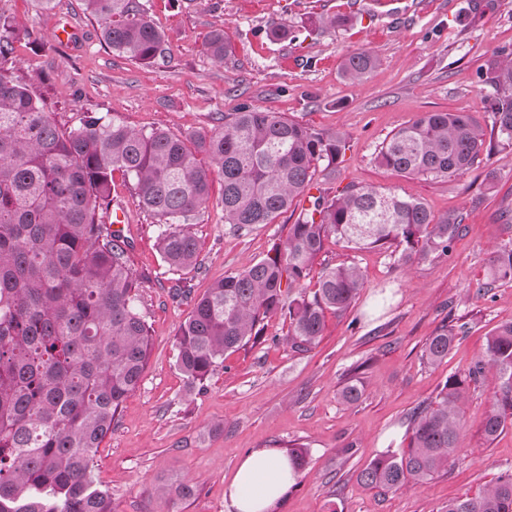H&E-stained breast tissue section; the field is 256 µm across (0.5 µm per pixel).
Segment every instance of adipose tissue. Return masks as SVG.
I'll list each match as a JSON object with an SVG mask.
<instances>
[{
  "mask_svg": "<svg viewBox=\"0 0 512 512\" xmlns=\"http://www.w3.org/2000/svg\"><path fill=\"white\" fill-rule=\"evenodd\" d=\"M295 479L288 457L274 448H259L241 460L225 487L224 498L231 512H273Z\"/></svg>",
  "mask_w": 512,
  "mask_h": 512,
  "instance_id": "obj_1",
  "label": "adipose tissue"
}]
</instances>
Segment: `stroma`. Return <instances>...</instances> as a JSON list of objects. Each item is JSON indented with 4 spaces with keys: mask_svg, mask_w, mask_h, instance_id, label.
<instances>
[{
    "mask_svg": "<svg viewBox=\"0 0 512 512\" xmlns=\"http://www.w3.org/2000/svg\"><path fill=\"white\" fill-rule=\"evenodd\" d=\"M167 41V51L142 65L110 50L82 0H0V10L33 36L18 43L12 77L29 86L58 123L83 112L117 119L136 130L161 128L181 138L209 132L224 115L249 107L279 112L314 129L343 132L344 155L324 187L392 189L423 201L435 215L458 213L464 230L450 256L399 267L388 250L351 251L328 239L322 265L353 261L365 285L342 316L327 314L319 341L304 351L286 340L288 320L267 319L262 340L227 354L204 389H188L175 365L173 341L195 297L224 276L263 258L285 240L296 219L237 232L224 222V184L213 177L210 198L190 229L200 268L169 271L158 249L155 218L140 206L121 172L112 183L128 219L130 265L140 283L137 306L151 327V351L137 389L103 440L94 477L109 491L114 512H228L224 488L242 458L257 448L290 453L304 447L307 463L275 512H446L449 501L478 495L512 474V427L493 442L482 436L498 383L472 388L460 447L425 485L383 491L359 475L377 454L401 453L408 416L433 401L449 375L483 356L486 338L512 321V281H486L493 247L503 238L502 213L512 206V150L482 157L448 178L403 176L379 167L382 141L424 112H470L487 120L489 89L481 79L495 50H512V0H497L482 23L464 20L468 0H141ZM350 16L324 28L322 15ZM70 25V40L58 38ZM224 26L231 50L215 64L207 34ZM290 27L293 39L268 32ZM374 50L380 66L358 86L341 74L343 57ZM188 285L191 299H173ZM462 334L436 365L422 358L428 336L443 325ZM350 383L363 390L341 400ZM223 429H215V422ZM186 482L195 497L175 504L156 496L158 484Z\"/></svg>",
    "mask_w": 512,
    "mask_h": 512,
    "instance_id": "stroma-1",
    "label": "stroma"
}]
</instances>
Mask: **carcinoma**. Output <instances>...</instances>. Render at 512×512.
<instances>
[{
  "label": "carcinoma",
  "instance_id": "cac0c4a2",
  "mask_svg": "<svg viewBox=\"0 0 512 512\" xmlns=\"http://www.w3.org/2000/svg\"><path fill=\"white\" fill-rule=\"evenodd\" d=\"M101 25L106 46L149 65L165 51V35L137 0H82ZM28 28L0 12V512H113L94 479V460L150 355V327L136 308L138 283L128 265L131 241L112 230V172L133 182L141 207L159 224L158 246L173 272L199 267L190 221L207 203L212 172L224 179V223L238 231L271 224L303 200L288 238L262 259L215 282L194 299L175 337V364L191 387L204 385L224 356L262 336L264 321L288 314V343L306 350L322 336L326 313L343 315L364 288L359 267L314 263L333 237L343 247L390 251L410 266L451 253L463 217H435L420 200L349 186L329 196L315 182L319 166L334 172L346 146L340 132H319L279 112L244 108L192 145L165 130L136 131L86 112L58 125L29 88L10 76L16 45ZM224 62V27L206 40ZM379 64L367 49L347 54L343 78L355 85ZM492 131L469 112H425L384 140L376 162L403 176L448 178L482 153L512 149V52L497 50L483 74ZM206 155L205 166L199 155ZM317 191L318 195L311 194ZM494 251L491 281H512V224ZM459 332L442 326L423 357H448ZM494 373L499 387L483 436L512 425V322L487 337L485 355L410 415L400 453L377 455L363 483L385 491L424 485L459 449L463 406L471 386ZM174 503L192 498L186 483L159 488ZM446 512H512V474Z\"/></svg>",
  "mask_w": 512,
  "mask_h": 512
}]
</instances>
